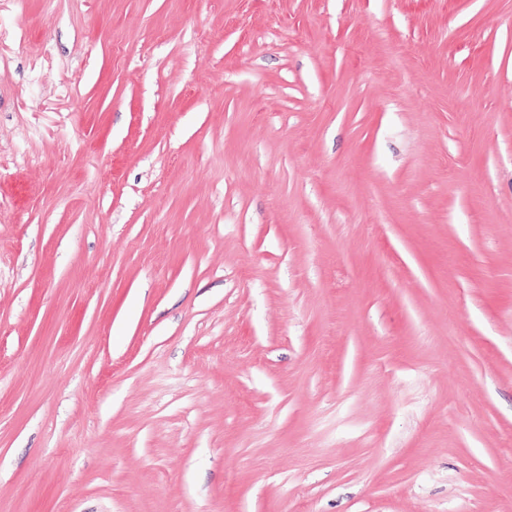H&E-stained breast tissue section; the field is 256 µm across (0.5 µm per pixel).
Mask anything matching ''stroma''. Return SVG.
I'll return each mask as SVG.
<instances>
[{"mask_svg": "<svg viewBox=\"0 0 512 512\" xmlns=\"http://www.w3.org/2000/svg\"><path fill=\"white\" fill-rule=\"evenodd\" d=\"M0 512H512V0H0Z\"/></svg>", "mask_w": 512, "mask_h": 512, "instance_id": "1", "label": "stroma"}]
</instances>
